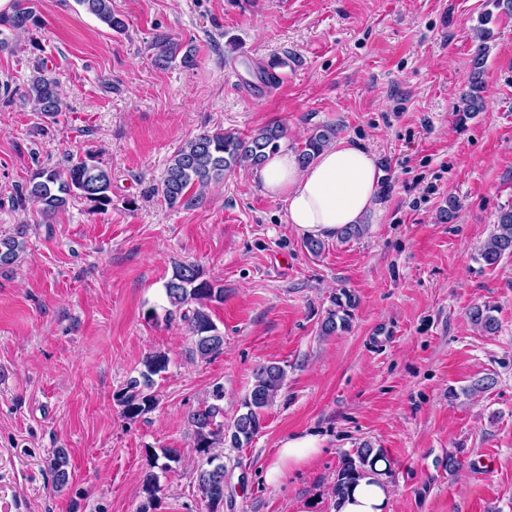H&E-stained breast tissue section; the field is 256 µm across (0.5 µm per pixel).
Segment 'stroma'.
<instances>
[{"label":"stroma","instance_id":"stroma-1","mask_svg":"<svg viewBox=\"0 0 512 512\" xmlns=\"http://www.w3.org/2000/svg\"><path fill=\"white\" fill-rule=\"evenodd\" d=\"M28 5L39 23L0 50V86L24 91L42 65L64 108L0 104V232L27 240L0 274V512H138L163 448L179 461L152 512H206L188 417L220 384L232 424L267 362L284 386L261 432L224 451V512H332L341 457L364 442L386 455L389 512H512V256H481L512 206V13L492 0H112L128 25L118 33L76 0ZM487 14L485 108L462 123ZM158 33L192 44L196 66L156 68ZM282 59L287 76L261 81ZM274 123L295 151L331 125L375 156L363 237L311 254L246 165L189 208L156 194L195 135ZM86 157L112 171L105 211L81 198L49 219L13 206L36 169ZM452 197L457 216L440 222ZM179 263L224 287L216 357H191L184 323L165 319ZM344 290L357 298L351 329L320 335ZM476 305L492 308L496 333L470 322ZM154 351L170 358L158 403L126 420L115 395ZM488 374L496 385L470 393ZM303 432L322 438L320 454L266 486L280 441ZM60 448L71 478L58 489L47 463Z\"/></svg>","mask_w":512,"mask_h":512}]
</instances>
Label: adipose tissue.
<instances>
[{
  "label": "adipose tissue",
  "instance_id": "obj_1",
  "mask_svg": "<svg viewBox=\"0 0 512 512\" xmlns=\"http://www.w3.org/2000/svg\"><path fill=\"white\" fill-rule=\"evenodd\" d=\"M252 182L271 196L283 199L290 224L305 236L333 238L349 224L362 223L379 194V172L373 155L349 140L325 148L313 161L300 165L287 145L251 168ZM322 440L313 433L285 438L265 473L268 485L279 486L288 470L301 467L320 451ZM377 473L352 485L333 512H388L389 488Z\"/></svg>",
  "mask_w": 512,
  "mask_h": 512
}]
</instances>
